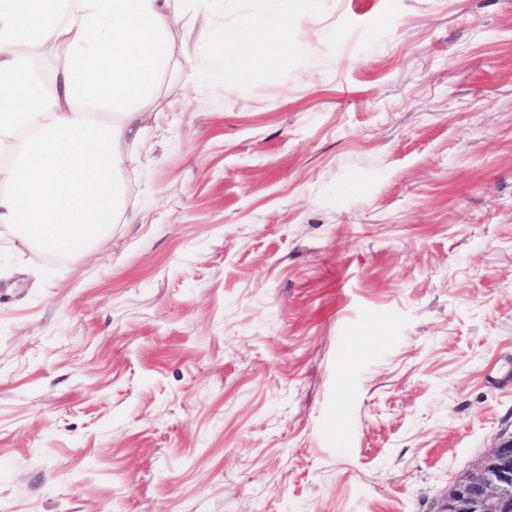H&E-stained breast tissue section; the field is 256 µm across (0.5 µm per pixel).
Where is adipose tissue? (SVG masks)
<instances>
[{
  "mask_svg": "<svg viewBox=\"0 0 512 512\" xmlns=\"http://www.w3.org/2000/svg\"><path fill=\"white\" fill-rule=\"evenodd\" d=\"M211 0H0V227L24 244L78 255L102 238L130 192L134 120L173 61V32L193 31ZM299 19L242 18L244 40H221L224 65L272 67ZM38 46L44 78L20 55Z\"/></svg>",
  "mask_w": 512,
  "mask_h": 512,
  "instance_id": "1",
  "label": "adipose tissue"
}]
</instances>
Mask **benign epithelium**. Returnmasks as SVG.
<instances>
[{
    "instance_id": "7a95c632",
    "label": "benign epithelium",
    "mask_w": 512,
    "mask_h": 512,
    "mask_svg": "<svg viewBox=\"0 0 512 512\" xmlns=\"http://www.w3.org/2000/svg\"><path fill=\"white\" fill-rule=\"evenodd\" d=\"M439 512H512V432L452 486Z\"/></svg>"
}]
</instances>
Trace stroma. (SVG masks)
I'll use <instances>...</instances> for the list:
<instances>
[{
	"mask_svg": "<svg viewBox=\"0 0 512 512\" xmlns=\"http://www.w3.org/2000/svg\"><path fill=\"white\" fill-rule=\"evenodd\" d=\"M288 13L176 33L89 254L0 236V512H437L512 431V0ZM299 25L300 18L288 20V15L276 16L274 12L246 15L241 20L246 39L229 42L225 35L219 37L223 71L226 66L239 71L272 67L290 53L295 41L289 37V27Z\"/></svg>",
	"mask_w": 512,
	"mask_h": 512,
	"instance_id": "35a3bbf8",
	"label": "stroma"
}]
</instances>
